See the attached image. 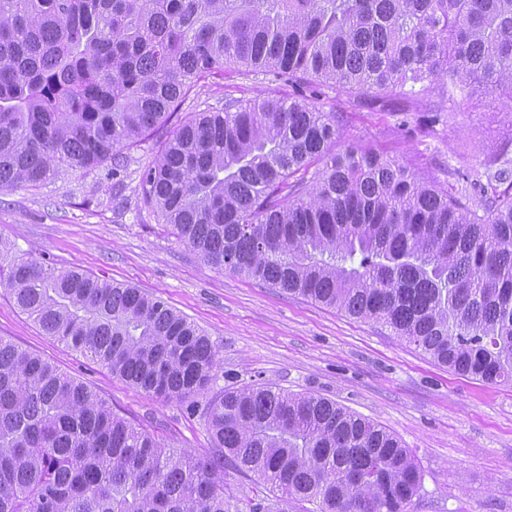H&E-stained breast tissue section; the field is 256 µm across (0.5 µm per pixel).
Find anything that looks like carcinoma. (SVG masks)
I'll return each instance as SVG.
<instances>
[{"instance_id":"1","label":"carcinoma","mask_w":512,"mask_h":512,"mask_svg":"<svg viewBox=\"0 0 512 512\" xmlns=\"http://www.w3.org/2000/svg\"><path fill=\"white\" fill-rule=\"evenodd\" d=\"M355 92L435 88L432 128L477 92L512 112V0H0V191L82 174L162 131L195 83L240 72ZM336 116L224 101L142 174L149 212L217 270L373 320L439 364L512 383V148L480 196L370 150ZM0 287L49 336L167 401L204 398L209 338L157 297L26 251ZM212 446L174 445L0 337V512H227L224 462L280 493L238 512H407L420 472L396 435L270 387L205 403Z\"/></svg>"}]
</instances>
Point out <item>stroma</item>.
I'll use <instances>...</instances> for the list:
<instances>
[{
	"label": "stroma",
	"instance_id": "1",
	"mask_svg": "<svg viewBox=\"0 0 512 512\" xmlns=\"http://www.w3.org/2000/svg\"><path fill=\"white\" fill-rule=\"evenodd\" d=\"M277 94L339 117L335 152L375 151L445 184V165L480 169L512 138V114L479 93L436 130L386 110L388 93H355L320 82L298 89L262 74L208 78L165 126L172 134L200 112ZM160 145L123 151V187L108 167L60 174L35 187L0 192V238L55 267L164 300L208 335L222 369L208 394L270 386L327 399L397 435L421 474L409 512H512V383H486L439 365L372 321L215 269L157 221L138 186ZM0 337L86 383L113 411L180 448L211 446L201 413L138 389L46 336L0 288Z\"/></svg>",
	"mask_w": 512,
	"mask_h": 512
}]
</instances>
